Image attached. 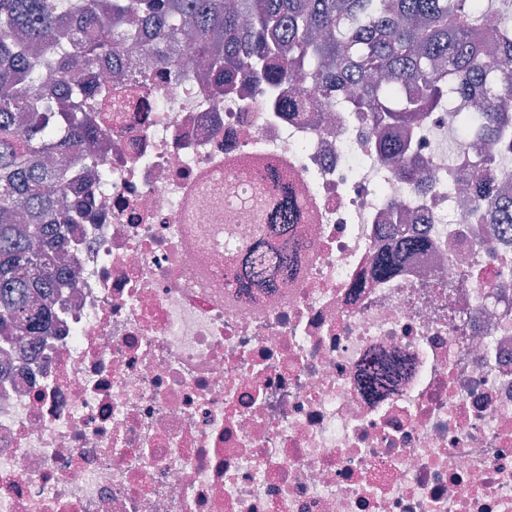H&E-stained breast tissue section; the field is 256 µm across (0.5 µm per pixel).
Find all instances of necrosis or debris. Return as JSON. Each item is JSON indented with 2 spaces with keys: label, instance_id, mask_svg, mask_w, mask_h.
<instances>
[{
  "label": "necrosis or debris",
  "instance_id": "4bbe7bcc",
  "mask_svg": "<svg viewBox=\"0 0 512 512\" xmlns=\"http://www.w3.org/2000/svg\"><path fill=\"white\" fill-rule=\"evenodd\" d=\"M300 78L155 72L93 153L108 193L65 227L47 335L0 338V512H512V164L488 186L438 106L412 178L374 109L293 111ZM288 183L297 270L275 293L224 285L257 189ZM426 248L388 279L375 258ZM399 363L370 394L364 370Z\"/></svg>",
  "mask_w": 512,
  "mask_h": 512
}]
</instances>
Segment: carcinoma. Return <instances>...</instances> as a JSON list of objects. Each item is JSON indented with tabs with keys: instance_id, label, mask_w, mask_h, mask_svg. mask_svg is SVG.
Here are the masks:
<instances>
[{
	"instance_id": "carcinoma-1",
	"label": "carcinoma",
	"mask_w": 512,
	"mask_h": 512,
	"mask_svg": "<svg viewBox=\"0 0 512 512\" xmlns=\"http://www.w3.org/2000/svg\"><path fill=\"white\" fill-rule=\"evenodd\" d=\"M474 0H0V336L22 324L38 336L60 270L56 246L71 223L70 167L49 169L47 154L94 152L112 111L106 65L129 44L156 65H180L163 44L182 40L219 83L241 77L280 82L307 70L311 87L333 106L346 88L374 104L388 125L385 157L414 176L409 140L426 113L446 99L470 97L505 130L512 101V18ZM503 17L490 32L483 13ZM86 75L72 78L75 70ZM283 204L265 203L225 278L240 291L272 290L288 277ZM424 244L407 239L375 259L393 275ZM394 369L368 373L385 390Z\"/></svg>"
}]
</instances>
